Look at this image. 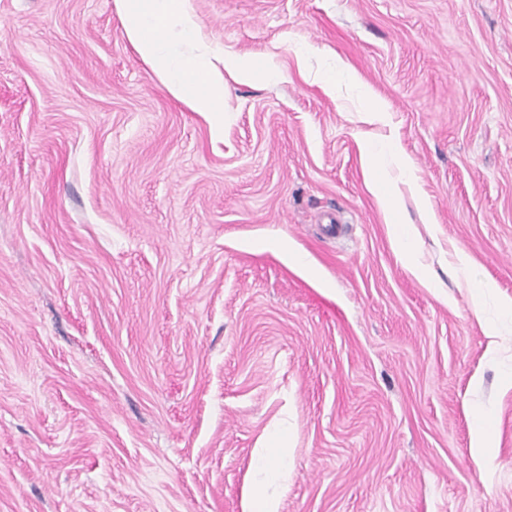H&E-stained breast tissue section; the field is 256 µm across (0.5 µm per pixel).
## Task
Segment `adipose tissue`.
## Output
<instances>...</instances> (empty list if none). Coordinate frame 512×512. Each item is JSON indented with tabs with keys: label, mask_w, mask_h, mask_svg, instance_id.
<instances>
[{
	"label": "adipose tissue",
	"mask_w": 512,
	"mask_h": 512,
	"mask_svg": "<svg viewBox=\"0 0 512 512\" xmlns=\"http://www.w3.org/2000/svg\"><path fill=\"white\" fill-rule=\"evenodd\" d=\"M124 21V33L142 61L154 72L174 98L196 112L206 113L214 130L224 128V75L233 73L248 80L262 76L277 79L274 64L256 66L250 59L232 56L203 44L201 22L193 13L178 8L177 0H113ZM198 75L194 87H187L188 74ZM367 176L373 191L387 212H394L402 191H409L424 214L431 204L418 184L412 161L393 139L367 140L362 144ZM473 313L486 323L488 335H503L504 323L512 324V299L497 297L492 284L473 288ZM285 450L280 436H270L260 455L267 482L255 486L247 512H279L280 499L271 487L278 483Z\"/></svg>",
	"instance_id": "adipose-tissue-1"
}]
</instances>
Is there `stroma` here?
I'll use <instances>...</instances> for the list:
<instances>
[{"label":"stroma","instance_id":"obj_1","mask_svg":"<svg viewBox=\"0 0 512 512\" xmlns=\"http://www.w3.org/2000/svg\"><path fill=\"white\" fill-rule=\"evenodd\" d=\"M185 7L280 72L225 74L220 135L113 0H0V512H244L278 431L280 512H512V335L448 278L512 297V0ZM388 137L431 284L368 184ZM361 149L372 190L383 203L387 212H394L397 208L402 196L400 189V185H402L415 197L428 218V223H434L431 218V204L423 195L418 184L414 165L409 157L397 148L393 139L366 140L362 143ZM389 223V235L411 271L425 281L431 280L432 272L430 266L421 261L420 251L411 237L409 226L394 221H389ZM471 447L472 451L480 456L487 453V448H491V434L486 425L485 415L480 411L475 414V431Z\"/></svg>","mask_w":512,"mask_h":512}]
</instances>
